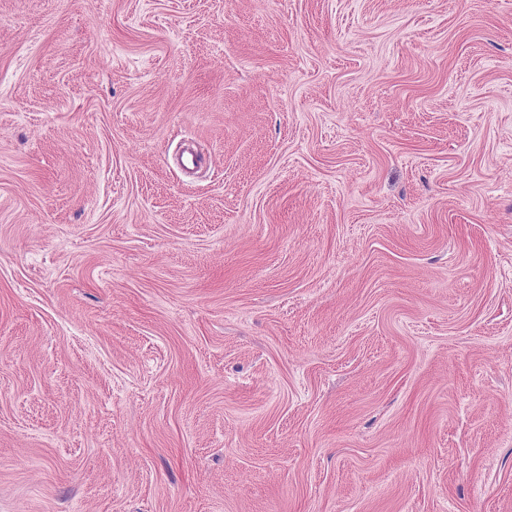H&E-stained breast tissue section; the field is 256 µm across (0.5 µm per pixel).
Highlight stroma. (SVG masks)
<instances>
[{
	"label": "stroma",
	"instance_id": "obj_1",
	"mask_svg": "<svg viewBox=\"0 0 512 512\" xmlns=\"http://www.w3.org/2000/svg\"><path fill=\"white\" fill-rule=\"evenodd\" d=\"M0 512H512V0H0Z\"/></svg>",
	"mask_w": 512,
	"mask_h": 512
}]
</instances>
